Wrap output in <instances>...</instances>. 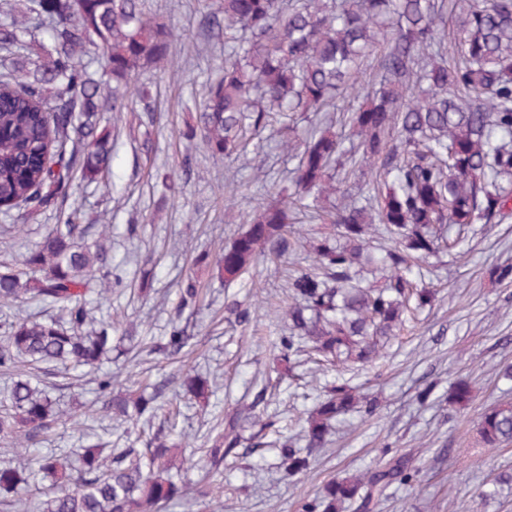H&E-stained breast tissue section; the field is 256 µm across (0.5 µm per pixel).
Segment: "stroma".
<instances>
[{"mask_svg": "<svg viewBox=\"0 0 512 512\" xmlns=\"http://www.w3.org/2000/svg\"><path fill=\"white\" fill-rule=\"evenodd\" d=\"M148 2L180 32L174 49L186 67L175 81L149 75L152 122L140 121L134 112L116 121L103 184L74 186L71 196L88 223L112 227L108 260L123 283L94 316L119 319L122 340L109 359L83 369L79 378L53 377L50 395L69 419L28 454L29 467L37 468L48 450L66 451L100 438L116 448L142 447L139 426H120L100 414L109 393L98 380L109 375L124 390H137L143 382L168 384L164 405L175 417L168 423L156 416L154 425L182 434L192 467L183 505H170L167 512H296L301 498L322 493L329 482L384 466L390 448L412 455L422 473L416 483L387 488L372 512H512V483L497 486L490 499L478 496L496 474L512 472V443L485 447L477 429L485 409L512 400V381L496 376L500 367L512 364V284L488 278L492 265L512 262V219L476 225L453 254L427 260L435 301L416 312L375 362L345 373L360 393L382 394L379 411L369 418L352 413L334 423L310 470L288 477L274 443L278 436L300 432L336 374H312L306 362L289 372L277 359L275 342L288 327L268 305L280 296L293 259L261 264L230 282L222 257L250 225L253 167L270 168L281 179L294 163L277 152L273 125L253 136L233 162L214 160L201 140L184 138L186 123L195 121L206 86L218 74L224 48L206 50L197 39L205 0ZM58 215L55 206L35 215L22 207L0 215V224L28 229L11 244L15 261L43 241ZM191 279L202 288V300L183 311L181 291ZM234 299L254 308L249 325L238 324L226 311ZM175 318L186 328L189 347L170 359L151 353ZM215 374L220 377L215 394L194 397L190 382ZM460 380L469 382L475 398L452 415L448 387ZM428 385L430 398L419 401L418 391ZM260 395L275 421L267 447L241 444L219 475L209 474L201 456L215 436L214 426Z\"/></svg>", "mask_w": 512, "mask_h": 512, "instance_id": "1", "label": "stroma"}]
</instances>
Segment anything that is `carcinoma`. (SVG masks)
I'll return each mask as SVG.
<instances>
[{
	"mask_svg": "<svg viewBox=\"0 0 512 512\" xmlns=\"http://www.w3.org/2000/svg\"><path fill=\"white\" fill-rule=\"evenodd\" d=\"M205 27L223 15L224 65L207 85L199 125L184 135L201 138L212 154L235 159L248 136L269 118L288 136L277 147L297 160L292 180L303 193L257 199L249 229L224 251V274L234 280L260 263L297 253L290 240L299 214L335 226L334 234L307 240V265L288 275L274 310L288 322L278 337L280 361L308 355L317 370L374 362L391 337L435 292L426 281V259L452 253L475 224L512 217V0H211ZM457 18L448 27V18ZM174 25L145 0H0V212L25 205L35 214L68 196L72 175L99 183L112 158L111 132L102 113L134 112L150 98L132 81L146 71L174 78L185 61L171 50ZM374 57L369 78L361 63ZM104 61L105 80L93 68ZM347 107L338 108V101ZM321 112L320 124L299 133L298 113ZM357 141L344 146L335 126ZM368 176L367 190L341 204L329 201L335 181ZM97 235L96 251L79 246ZM106 225L87 224L80 209L67 213L25 259L38 278L0 262V308L49 303L60 317L6 319L0 334V372L14 374L0 397L3 453L22 456L66 423L36 374L27 366L94 368L110 353L116 323L86 330L88 297L95 280L112 291L122 277L99 263ZM377 253L387 279L380 288L360 285V273ZM188 337L171 321L154 344L163 357L180 354ZM163 395L121 391L103 405L119 423L157 415ZM457 383L448 412L473 400ZM374 398L362 397L342 375L307 419L308 447L279 441L288 475L311 467L331 422L350 412L373 416ZM257 431L251 447L264 445L270 418L248 408L228 421L204 456L217 470L242 444L241 420ZM487 447L512 442V401L483 412L478 423ZM187 458L161 435L147 448L81 449L42 456L38 468L0 465V497L12 512H164L180 493L174 477ZM421 473L416 460L393 453L388 465L345 476L297 512L369 508L374 494L408 485ZM50 481L46 500L31 504L37 481Z\"/></svg>",
	"mask_w": 512,
	"mask_h": 512,
	"instance_id": "1",
	"label": "carcinoma"
}]
</instances>
